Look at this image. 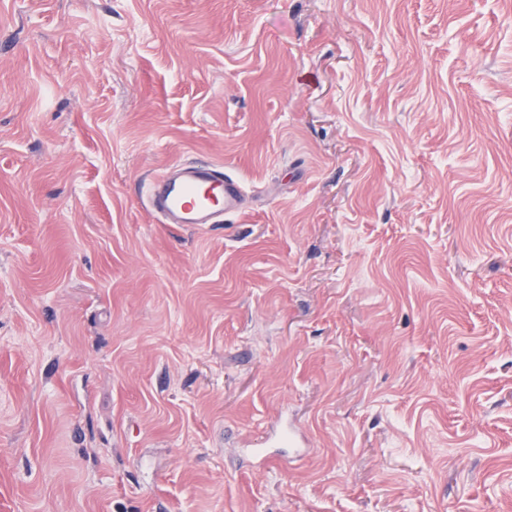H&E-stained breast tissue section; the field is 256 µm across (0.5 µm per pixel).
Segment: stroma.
<instances>
[{"instance_id": "obj_1", "label": "stroma", "mask_w": 512, "mask_h": 512, "mask_svg": "<svg viewBox=\"0 0 512 512\" xmlns=\"http://www.w3.org/2000/svg\"><path fill=\"white\" fill-rule=\"evenodd\" d=\"M0 512H512V0H0ZM149 204L165 224L202 226L220 224L217 217L244 211L247 196L241 180L222 164L192 162L155 179Z\"/></svg>"}]
</instances>
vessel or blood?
I'll list each match as a JSON object with an SVG mask.
<instances>
[{
	"label": "vessel or blood",
	"instance_id": "b4317fda",
	"mask_svg": "<svg viewBox=\"0 0 512 512\" xmlns=\"http://www.w3.org/2000/svg\"><path fill=\"white\" fill-rule=\"evenodd\" d=\"M151 208L166 223L202 226L247 207L241 180L212 162L184 163L155 179Z\"/></svg>",
	"mask_w": 512,
	"mask_h": 512
}]
</instances>
